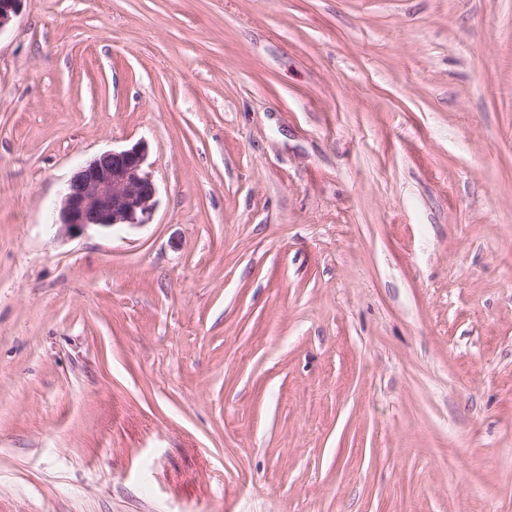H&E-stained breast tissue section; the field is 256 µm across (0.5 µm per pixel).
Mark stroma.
Instances as JSON below:
<instances>
[{"mask_svg":"<svg viewBox=\"0 0 512 512\" xmlns=\"http://www.w3.org/2000/svg\"><path fill=\"white\" fill-rule=\"evenodd\" d=\"M0 512H512V0H23ZM148 144L138 141L104 152L81 166L68 182L53 223L70 236L92 226L150 223L157 188L148 171Z\"/></svg>","mask_w":512,"mask_h":512,"instance_id":"35a3bbf8","label":"stroma"}]
</instances>
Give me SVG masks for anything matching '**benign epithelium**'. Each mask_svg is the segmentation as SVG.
<instances>
[{"label": "benign epithelium", "instance_id": "7a95c632", "mask_svg": "<svg viewBox=\"0 0 512 512\" xmlns=\"http://www.w3.org/2000/svg\"><path fill=\"white\" fill-rule=\"evenodd\" d=\"M22 0H0V32L19 11ZM148 144L138 141L104 152L81 166L68 182L55 224L70 236L92 226L150 223L157 188L148 171Z\"/></svg>", "mask_w": 512, "mask_h": 512}]
</instances>
